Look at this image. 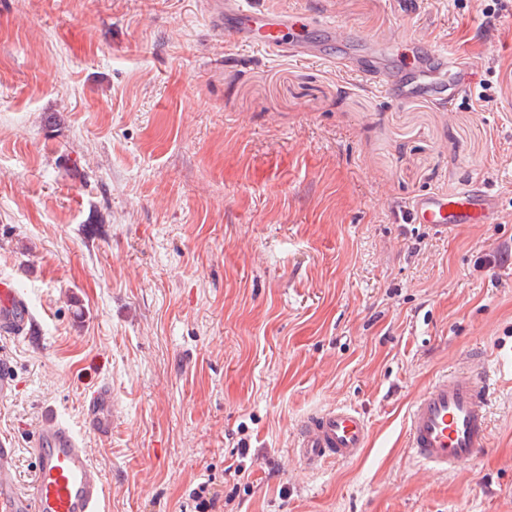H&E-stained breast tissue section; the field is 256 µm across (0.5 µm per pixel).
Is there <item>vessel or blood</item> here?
<instances>
[{"mask_svg":"<svg viewBox=\"0 0 512 512\" xmlns=\"http://www.w3.org/2000/svg\"><path fill=\"white\" fill-rule=\"evenodd\" d=\"M211 27L225 40L255 46L277 57L324 59L320 45L294 42L288 34L303 24L302 12H269L246 0H207ZM319 27L329 40H340L345 51L340 68L379 87L391 99L427 95L460 100L473 92L471 69L461 58L435 46L417 50L415 73L396 67L392 40L367 38L344 31L342 23L323 18ZM411 223L448 233L465 224H491L499 214V197L481 182L463 183L454 193L425 194L406 207ZM32 318L26 301L0 282V336L16 338L30 332ZM494 383L487 372L462 367L436 378L414 401L407 418L406 447L423 467L448 471L475 460L490 444L487 405ZM112 391L100 387L84 405V429L50 414L42 419L29 448L35 474L20 486L14 450L0 441V512H101L103 481L81 443L82 433L111 436ZM369 429L354 409L337 406L307 417L297 434L296 453L310 469L327 461H350L366 446Z\"/></svg>","mask_w":512,"mask_h":512,"instance_id":"b4317fda","label":"vessel or blood"}]
</instances>
